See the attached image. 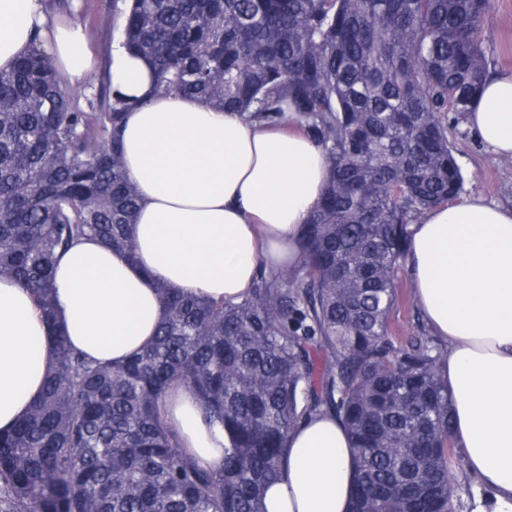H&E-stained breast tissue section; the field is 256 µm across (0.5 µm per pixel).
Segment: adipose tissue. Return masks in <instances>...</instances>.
Masks as SVG:
<instances>
[{
	"mask_svg": "<svg viewBox=\"0 0 512 512\" xmlns=\"http://www.w3.org/2000/svg\"><path fill=\"white\" fill-rule=\"evenodd\" d=\"M68 86L96 61L82 24L53 0H0V70L32 45ZM112 86L147 98L122 131L126 176L139 206L128 260L86 239L58 261V320L73 348L119 364L150 344L164 317V283L190 297L241 302L261 272L301 263L300 239L328 177L310 136L215 110L181 93L152 95L154 72L112 49ZM466 122L498 156L512 157V74L489 76ZM405 265L416 304L444 353L452 435L479 487L472 512H512V205L480 197L435 207L409 227ZM55 342L34 299L0 275V432L11 430L42 391ZM162 410L200 463L224 461V432L206 424L194 389L173 386ZM355 466L349 436L330 415L289 434L283 476L267 512H351Z\"/></svg>",
	"mask_w": 512,
	"mask_h": 512,
	"instance_id": "adipose-tissue-1",
	"label": "adipose tissue"
}]
</instances>
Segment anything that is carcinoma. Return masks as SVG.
<instances>
[{
  "instance_id": "1",
  "label": "carcinoma",
  "mask_w": 512,
  "mask_h": 512,
  "mask_svg": "<svg viewBox=\"0 0 512 512\" xmlns=\"http://www.w3.org/2000/svg\"><path fill=\"white\" fill-rule=\"evenodd\" d=\"M493 0H131L122 45L156 90L197 95L277 125L291 108L324 149L329 181L302 263L237 304L157 292L154 341L98 364L59 327L54 270L95 237L134 256L138 199L120 131L135 104L103 73L69 97L34 47L0 71V274L30 291L55 363L17 427L0 434V512H266L288 434L332 413L348 432L351 512H452V398L423 333L392 341L408 226L463 193L448 114L488 76ZM191 385L224 463L183 453L160 402Z\"/></svg>"
}]
</instances>
